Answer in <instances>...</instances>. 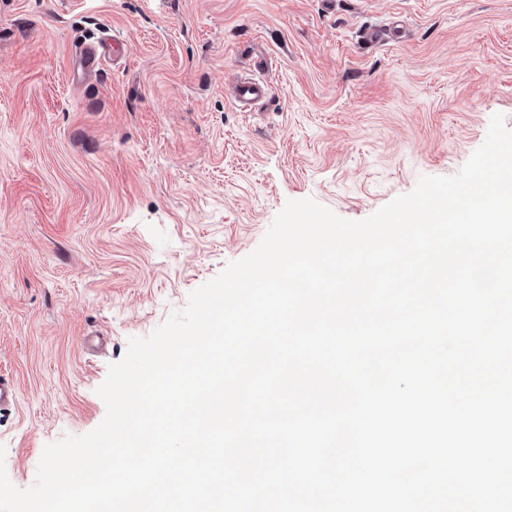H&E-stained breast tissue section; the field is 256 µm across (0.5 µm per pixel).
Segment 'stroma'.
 Wrapping results in <instances>:
<instances>
[{
  "instance_id": "stroma-1",
  "label": "stroma",
  "mask_w": 512,
  "mask_h": 512,
  "mask_svg": "<svg viewBox=\"0 0 512 512\" xmlns=\"http://www.w3.org/2000/svg\"><path fill=\"white\" fill-rule=\"evenodd\" d=\"M124 52L72 83L87 39ZM378 43H371V35ZM267 78L239 112L225 84ZM512 130V0H0L5 468L95 429L129 340L291 200L360 221Z\"/></svg>"
}]
</instances>
